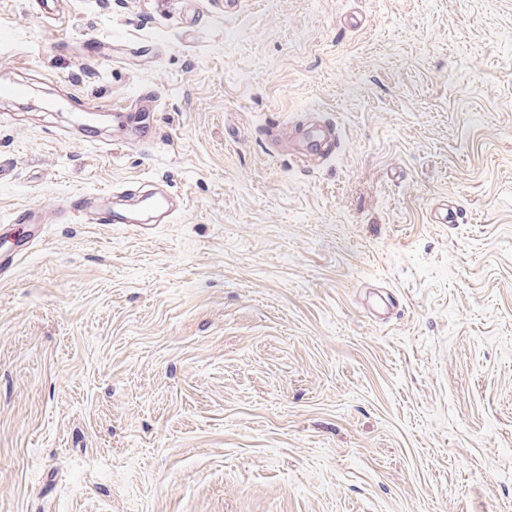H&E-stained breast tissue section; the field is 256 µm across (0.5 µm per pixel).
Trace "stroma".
Segmentation results:
<instances>
[{
    "mask_svg": "<svg viewBox=\"0 0 512 512\" xmlns=\"http://www.w3.org/2000/svg\"><path fill=\"white\" fill-rule=\"evenodd\" d=\"M55 8L0 0V512H512V0ZM141 186L146 235L60 208Z\"/></svg>",
    "mask_w": 512,
    "mask_h": 512,
    "instance_id": "stroma-1",
    "label": "stroma"
}]
</instances>
